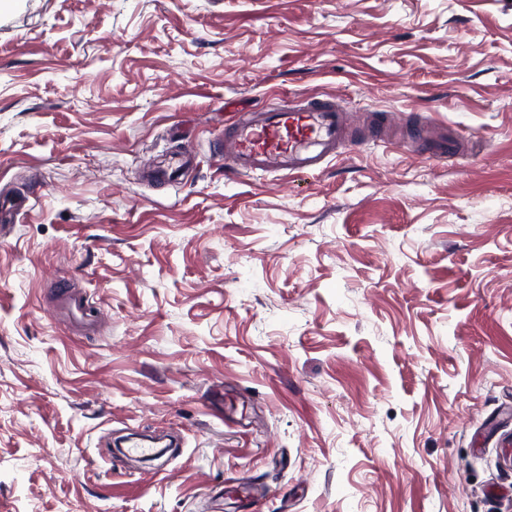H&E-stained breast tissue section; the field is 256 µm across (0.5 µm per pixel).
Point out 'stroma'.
<instances>
[{"label":"stroma","mask_w":512,"mask_h":512,"mask_svg":"<svg viewBox=\"0 0 512 512\" xmlns=\"http://www.w3.org/2000/svg\"><path fill=\"white\" fill-rule=\"evenodd\" d=\"M294 97L359 149L225 175ZM3 199L0 512H512V0H7ZM422 128L417 140L418 150L431 154L441 161H453L463 152V143L453 136L447 125H440L431 121L419 123ZM58 302L73 319L82 324H90L91 315L82 294L75 290H67L65 294L59 297Z\"/></svg>","instance_id":"35a3bbf8"}]
</instances>
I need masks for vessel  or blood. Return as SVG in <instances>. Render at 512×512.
Instances as JSON below:
<instances>
[{"label": "vessel or blood", "mask_w": 512, "mask_h": 512, "mask_svg": "<svg viewBox=\"0 0 512 512\" xmlns=\"http://www.w3.org/2000/svg\"><path fill=\"white\" fill-rule=\"evenodd\" d=\"M352 145L346 112L333 102L280 104L249 113L216 141L228 170L240 175L316 170ZM417 147L442 161L455 160L463 151L462 141L447 126L428 120L421 124ZM58 302L76 321L90 323L82 294L69 290Z\"/></svg>", "instance_id": "1"}]
</instances>
